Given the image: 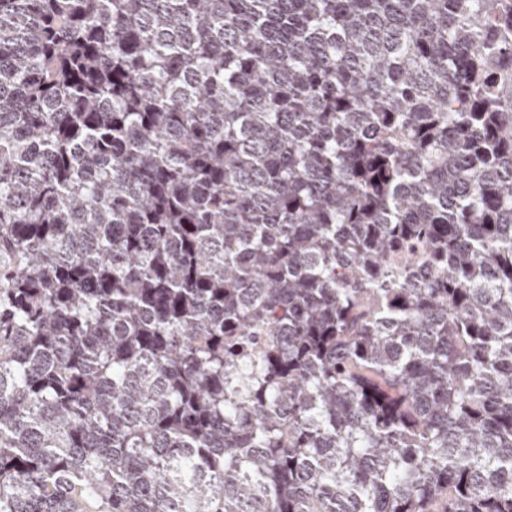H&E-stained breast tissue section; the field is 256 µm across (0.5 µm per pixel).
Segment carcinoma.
<instances>
[{
	"mask_svg": "<svg viewBox=\"0 0 512 512\" xmlns=\"http://www.w3.org/2000/svg\"><path fill=\"white\" fill-rule=\"evenodd\" d=\"M0 512H512V0H0Z\"/></svg>",
	"mask_w": 512,
	"mask_h": 512,
	"instance_id": "cac0c4a2",
	"label": "carcinoma"
}]
</instances>
